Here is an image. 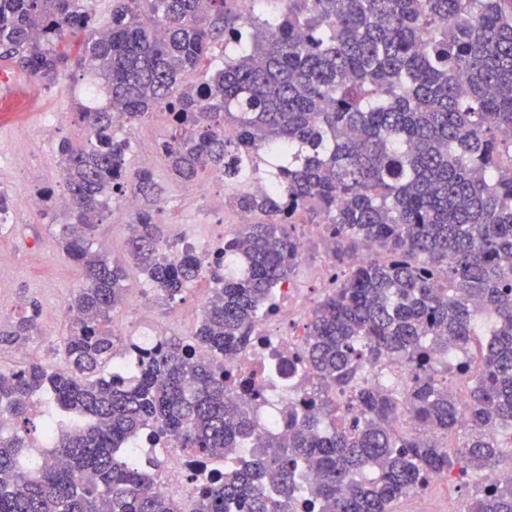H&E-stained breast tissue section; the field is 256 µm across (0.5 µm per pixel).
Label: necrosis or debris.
I'll use <instances>...</instances> for the list:
<instances>
[{
	"label": "necrosis or debris",
	"mask_w": 512,
	"mask_h": 512,
	"mask_svg": "<svg viewBox=\"0 0 512 512\" xmlns=\"http://www.w3.org/2000/svg\"><path fill=\"white\" fill-rule=\"evenodd\" d=\"M313 310V302L302 289L282 285L274 311L254 322L251 345L224 358L225 370L243 384L237 395L255 418L259 432L287 436L284 417L289 404L319 384L310 366L288 365L289 358L303 351L304 328ZM137 454L144 460L162 458V467L152 472L161 493L181 501L195 496V475L202 468L199 460L171 444L149 441L139 446Z\"/></svg>",
	"instance_id": "obj_1"
}]
</instances>
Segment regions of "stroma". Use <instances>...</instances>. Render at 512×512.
<instances>
[{"label":"stroma","instance_id":"obj_1","mask_svg":"<svg viewBox=\"0 0 512 512\" xmlns=\"http://www.w3.org/2000/svg\"><path fill=\"white\" fill-rule=\"evenodd\" d=\"M87 86V80L81 78H65L48 86L18 71L12 72L9 84L0 85V96L13 102L12 107L0 111V194L10 212L9 225L0 226V263L13 269L9 287L0 288L1 322L20 316L25 302H38L44 309L66 304L80 283L79 264L58 242L60 225L70 221L68 209L55 206L44 216L29 199L46 189L61 191L59 141L66 137L78 147L84 144L85 135L70 120L56 138L47 140L41 135V126L51 113H73L77 102L84 100ZM121 134L133 144L125 172L126 190L131 193L143 169V155L169 134L167 117L155 114L144 124L123 128ZM151 172L158 185L161 222L171 250H180L184 239H202L209 225L234 223L235 212L227 203L234 188L223 177L214 175L199 185L186 186L169 175L160 159ZM132 220V214L108 205L93 239V252L125 262ZM125 286V297L113 310V320L124 323L133 336L142 326L151 325L163 335L184 339L194 335L202 318L199 305L213 291L208 278L193 283L179 303L187 310V318L176 324L171 320L170 304L150 291L145 275L135 266L128 265ZM67 326L64 318L40 325L22 344L20 354L0 353V369L8 371L28 361L50 365L60 361ZM475 496L472 486L441 481L423 489L419 500L401 497L393 512H469Z\"/></svg>","mask_w":512,"mask_h":512}]
</instances>
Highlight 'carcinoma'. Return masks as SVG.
Masks as SVG:
<instances>
[{"label": "carcinoma", "instance_id": "carcinoma-1", "mask_svg": "<svg viewBox=\"0 0 512 512\" xmlns=\"http://www.w3.org/2000/svg\"><path fill=\"white\" fill-rule=\"evenodd\" d=\"M248 16L241 0H120L97 30L88 0H0V66L54 84L76 70L99 80L82 103L87 142L58 145L72 222L60 243L83 266L67 302L66 368L0 369V512H392L431 477H468L512 432V0H276ZM224 52V64L189 85ZM167 114L163 153L185 184L240 186L239 212L260 214L210 264L170 260L157 184L127 242L169 303L204 276L217 284L194 336H163L127 366L134 339L112 335L125 268L90 251L108 198L124 194L131 143L117 123ZM231 131L232 137L224 136ZM271 176L267 192L248 189ZM297 224H322L335 287L306 325L302 360L321 386L288 406V441L255 433L224 355L251 343L273 289L297 264ZM40 308L0 326V346L36 332ZM487 319L482 370L465 404L438 379L445 339L470 348ZM396 357L401 391L363 384L365 363ZM350 394L346 406L332 392ZM46 394L53 447L29 445L31 399ZM435 434L421 438L400 414ZM150 432L226 466L187 503L151 486L132 452ZM458 438L455 452L441 440ZM252 448L249 458L242 449ZM316 471L306 481L302 467ZM471 512H512V485H486Z\"/></svg>", "mask_w": 512, "mask_h": 512}]
</instances>
